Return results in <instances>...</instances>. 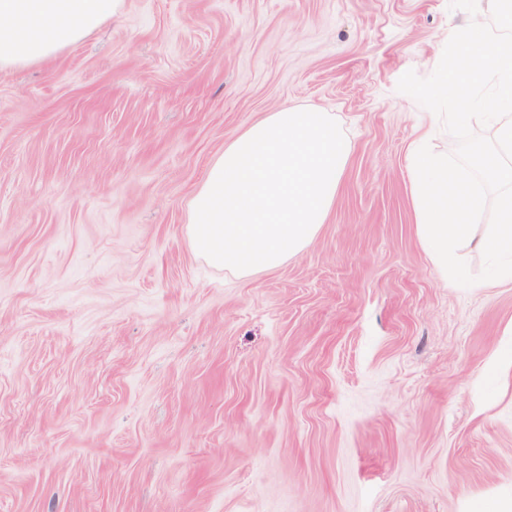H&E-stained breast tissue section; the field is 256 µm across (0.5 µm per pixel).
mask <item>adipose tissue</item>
<instances>
[{"mask_svg": "<svg viewBox=\"0 0 512 512\" xmlns=\"http://www.w3.org/2000/svg\"><path fill=\"white\" fill-rule=\"evenodd\" d=\"M124 0H0V71L47 63L118 14ZM350 147L329 112L284 106L225 143L188 210L194 252L252 276L316 237L336 201Z\"/></svg>", "mask_w": 512, "mask_h": 512, "instance_id": "adipose-tissue-1", "label": "adipose tissue"}]
</instances>
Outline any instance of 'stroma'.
Listing matches in <instances>:
<instances>
[{"mask_svg": "<svg viewBox=\"0 0 512 512\" xmlns=\"http://www.w3.org/2000/svg\"><path fill=\"white\" fill-rule=\"evenodd\" d=\"M450 0H124L0 72V512H473L512 497V286L416 235L398 91ZM288 104L351 153L314 241L250 278L198 257L214 155Z\"/></svg>", "mask_w": 512, "mask_h": 512, "instance_id": "35a3bbf8", "label": "stroma"}]
</instances>
